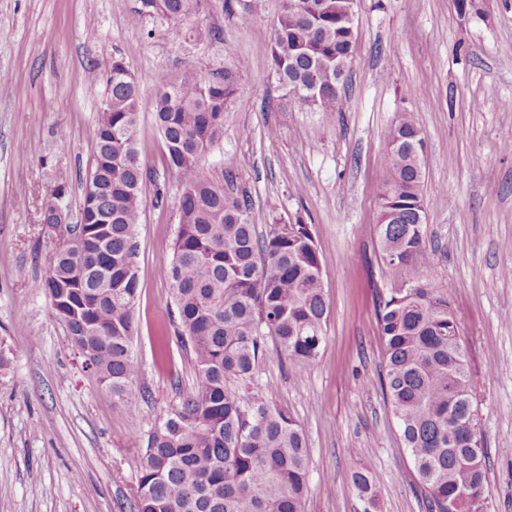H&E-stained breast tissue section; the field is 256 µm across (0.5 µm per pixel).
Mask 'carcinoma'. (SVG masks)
<instances>
[{
    "instance_id": "carcinoma-1",
    "label": "carcinoma",
    "mask_w": 512,
    "mask_h": 512,
    "mask_svg": "<svg viewBox=\"0 0 512 512\" xmlns=\"http://www.w3.org/2000/svg\"><path fill=\"white\" fill-rule=\"evenodd\" d=\"M200 0H138L132 22L184 21ZM243 25L264 0H224ZM348 0H281L266 65L279 83L319 88L311 106L336 111L357 39L345 22ZM240 91L226 70L186 72L163 86L152 112L165 164L179 178L173 255L161 276L177 311L176 338L191 348L194 381L179 406L141 435L134 455L137 512H302L309 453L298 422L249 390L270 337L299 369L311 366L326 339L328 309L319 251L309 225L279 224L263 237L246 198L231 195L203 159L224 134ZM104 98L110 111L95 130L96 199L83 197L84 219L68 225L76 246L56 252L31 287L67 322L71 346L90 374L127 400L140 366L131 348L140 297L136 228L147 170L136 148L139 88L122 57L112 59ZM421 130L403 112L382 157L377 232L383 261L401 277L379 296L384 368L376 384L389 402L427 503V512H484L485 454L471 428L478 418L460 327L448 298L429 279ZM66 187L42 211L56 223ZM360 499L375 504V473L355 471Z\"/></svg>"
}]
</instances>
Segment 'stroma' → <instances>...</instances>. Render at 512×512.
Masks as SVG:
<instances>
[{
	"mask_svg": "<svg viewBox=\"0 0 512 512\" xmlns=\"http://www.w3.org/2000/svg\"><path fill=\"white\" fill-rule=\"evenodd\" d=\"M457 3L359 0L352 63L329 119L288 97L265 65L280 0L247 26L224 0H202L193 20L140 27L131 23L137 0H0V342L12 358L0 373V512H135L138 432L193 377L158 273L172 257L179 186L150 104L185 72L224 70L240 93L207 167L250 196L260 233L308 224L321 257L329 320L318 360L299 377L271 347L255 375L305 432L303 512H363L351 474L367 466L378 477L375 512H427L392 409L370 384L383 362L377 295L394 280L379 259L381 157L405 111L427 144L430 279L452 305L480 403L486 510L512 512V0ZM196 24L216 39L193 45ZM120 55L142 96L140 158L167 190L159 207L154 186L144 189L132 339L140 373L124 403L83 371L48 298L31 288L56 249L41 222L54 185H67L68 221L79 219L105 91L87 77Z\"/></svg>",
	"mask_w": 512,
	"mask_h": 512,
	"instance_id": "stroma-1",
	"label": "stroma"
}]
</instances>
